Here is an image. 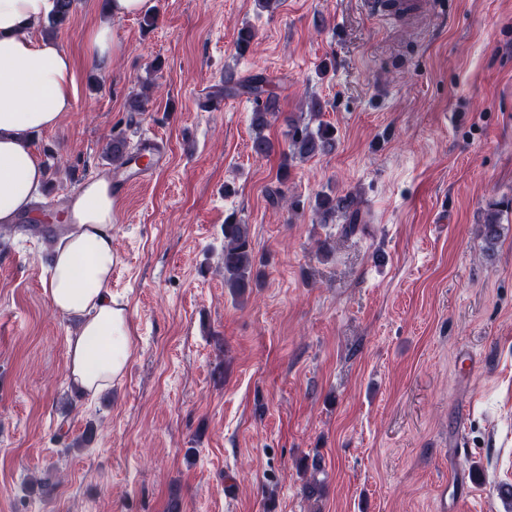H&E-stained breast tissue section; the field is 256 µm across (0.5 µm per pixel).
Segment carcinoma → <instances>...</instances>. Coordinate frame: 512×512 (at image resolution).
<instances>
[{
    "instance_id": "1",
    "label": "carcinoma",
    "mask_w": 512,
    "mask_h": 512,
    "mask_svg": "<svg viewBox=\"0 0 512 512\" xmlns=\"http://www.w3.org/2000/svg\"><path fill=\"white\" fill-rule=\"evenodd\" d=\"M54 13L43 23L44 30L49 33L57 32L70 18L76 0H55ZM268 85L266 78L257 74L246 83L234 79L233 74L224 75V85L220 91H232L242 88L246 90L256 104L252 113L254 137L252 151L255 155L264 157L275 152V144L265 134L269 118L273 115L276 96L264 89ZM288 149L282 151V162L279 180L288 177L289 162L296 159L307 160L317 155L326 154L336 147V131L327 123L320 122L316 127L293 126L290 133ZM129 142L123 135L112 137L103 149V158L111 164L120 166L128 153ZM316 215L322 224H334L343 220L342 233L346 236L354 234L361 223L360 196L355 193L331 195L327 193L316 197ZM224 272V287L229 294L240 299L253 288V282L258 277L255 271L256 259L251 244L250 226L242 224L229 217L224 222V250L221 262Z\"/></svg>"
}]
</instances>
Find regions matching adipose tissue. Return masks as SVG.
<instances>
[{
  "label": "adipose tissue",
  "mask_w": 512,
  "mask_h": 512,
  "mask_svg": "<svg viewBox=\"0 0 512 512\" xmlns=\"http://www.w3.org/2000/svg\"><path fill=\"white\" fill-rule=\"evenodd\" d=\"M147 0H108V20L86 37L89 61L119 51L111 18L142 12ZM54 8V0H0V225L29 210L45 172L33 134L53 129L76 97V64L59 42L32 37ZM118 194L110 177L84 181L70 197L68 233L53 244L51 276L44 291L51 307L79 318L66 338L69 382L94 396L124 373L133 351L125 304L113 297L112 228Z\"/></svg>",
  "instance_id": "1"
}]
</instances>
